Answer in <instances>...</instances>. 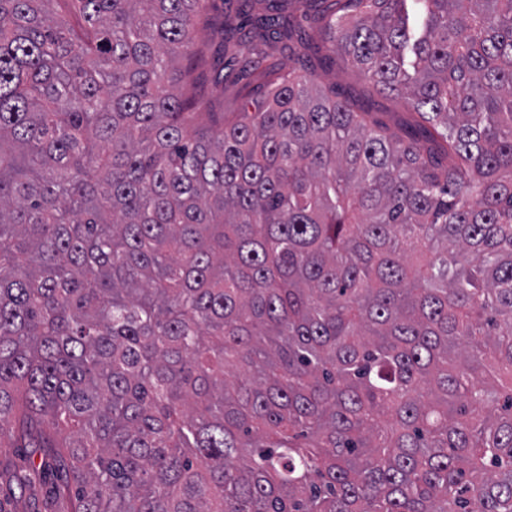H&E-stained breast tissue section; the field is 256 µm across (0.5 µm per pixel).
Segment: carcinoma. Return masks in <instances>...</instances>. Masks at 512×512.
Masks as SVG:
<instances>
[{"mask_svg":"<svg viewBox=\"0 0 512 512\" xmlns=\"http://www.w3.org/2000/svg\"><path fill=\"white\" fill-rule=\"evenodd\" d=\"M204 2L0 0V448L42 449L0 477L50 484L31 512H512V0H263L405 120L313 68L198 111ZM322 74L324 83L336 84L343 95L356 97L362 106L372 112H406L397 99L368 90L351 64L330 63Z\"/></svg>","mask_w":512,"mask_h":512,"instance_id":"obj_1","label":"carcinoma"}]
</instances>
